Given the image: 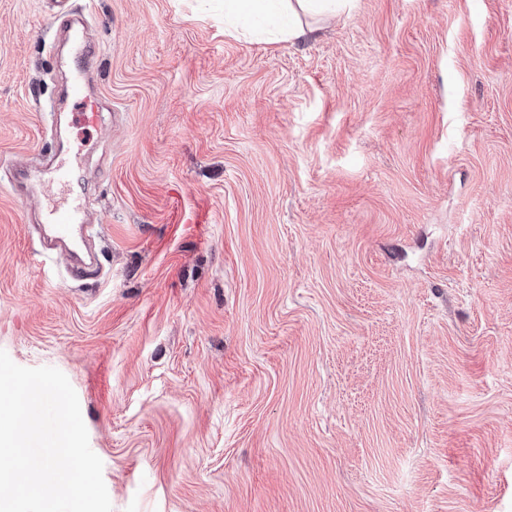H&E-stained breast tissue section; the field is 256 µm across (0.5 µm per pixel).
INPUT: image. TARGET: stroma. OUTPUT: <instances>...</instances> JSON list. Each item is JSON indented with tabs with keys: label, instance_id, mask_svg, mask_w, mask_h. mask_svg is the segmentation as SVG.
I'll list each match as a JSON object with an SVG mask.
<instances>
[{
	"label": "stroma",
	"instance_id": "obj_1",
	"mask_svg": "<svg viewBox=\"0 0 512 512\" xmlns=\"http://www.w3.org/2000/svg\"><path fill=\"white\" fill-rule=\"evenodd\" d=\"M0 0V170L60 151L75 281L0 180V350L74 388L113 512H512V0H357L308 38L220 0ZM78 50L75 54L77 60L70 70L69 85L71 94L80 95L83 98L82 105L84 112L81 113V120L89 124H95L97 120V104L95 100L85 94V89L93 77L91 61L88 59L87 44L83 40H78Z\"/></svg>",
	"mask_w": 512,
	"mask_h": 512
}]
</instances>
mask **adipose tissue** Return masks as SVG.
I'll return each instance as SVG.
<instances>
[{"mask_svg":"<svg viewBox=\"0 0 512 512\" xmlns=\"http://www.w3.org/2000/svg\"><path fill=\"white\" fill-rule=\"evenodd\" d=\"M354 0H224V31L237 35L250 29L266 32L271 42L296 41L309 35L302 15L332 17Z\"/></svg>","mask_w":512,"mask_h":512,"instance_id":"obj_1","label":"adipose tissue"}]
</instances>
